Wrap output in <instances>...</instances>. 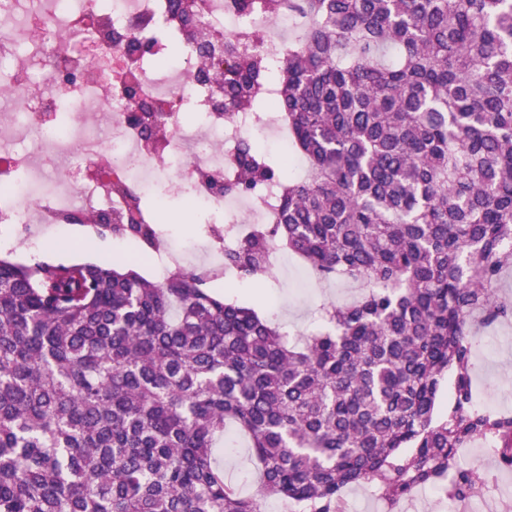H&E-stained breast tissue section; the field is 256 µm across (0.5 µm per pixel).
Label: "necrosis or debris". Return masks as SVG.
<instances>
[{
	"label": "necrosis or debris",
	"instance_id": "4bbe7bcc",
	"mask_svg": "<svg viewBox=\"0 0 512 512\" xmlns=\"http://www.w3.org/2000/svg\"><path fill=\"white\" fill-rule=\"evenodd\" d=\"M159 2L41 0L30 20L21 16L19 0L0 5V76L9 83L0 100L11 107L7 120H0V226L36 221L38 232L24 240L29 250L38 249L45 231L64 226L69 213L124 210L126 201L112 186L135 173L142 194H154L157 175L173 170L177 178L172 188L189 187L197 200L223 207L224 198L213 192L208 174L227 171L237 141L273 124L268 113L257 119L246 113L231 121L210 117L205 122L208 137L196 138L180 127L167 138L163 152L143 148L118 83L103 79L102 68L74 38L86 35L88 17L98 11L117 30L146 20L142 35L153 41L156 57L171 61L172 72L161 75L151 61H140L136 74L142 91L173 113L205 104L206 92L191 78L195 57L183 48L176 25ZM61 95L76 111L98 112L100 123L44 116V109ZM20 126L39 134L49 151L63 159L57 177L48 176L42 160L17 151Z\"/></svg>",
	"mask_w": 512,
	"mask_h": 512
}]
</instances>
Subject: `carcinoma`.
Returning <instances> with one entry per match:
<instances>
[{"mask_svg":"<svg viewBox=\"0 0 512 512\" xmlns=\"http://www.w3.org/2000/svg\"><path fill=\"white\" fill-rule=\"evenodd\" d=\"M188 49L208 24L168 0ZM251 19L286 15L278 53L248 32L224 64L196 54L224 118L275 112L285 159L238 142L224 196L276 189L273 224L213 227V276L268 278L275 250L318 279L361 283L304 339L203 288L196 269L161 281L108 263L0 257V512H342L372 484L397 505L423 487L479 495L477 469L448 465L479 439L512 468V413L477 404L474 319L512 322L497 295L512 268V0H229ZM155 146L169 117L149 118ZM101 232L147 251L143 198ZM448 411L438 412L443 386ZM249 438L258 496L224 479L227 423Z\"/></svg>","mask_w":512,"mask_h":512,"instance_id":"carcinoma-1","label":"carcinoma"}]
</instances>
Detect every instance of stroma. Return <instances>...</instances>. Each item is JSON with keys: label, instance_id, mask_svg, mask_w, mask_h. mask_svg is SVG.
Returning a JSON list of instances; mask_svg holds the SVG:
<instances>
[{"label": "stroma", "instance_id": "35a3bbf8", "mask_svg": "<svg viewBox=\"0 0 512 512\" xmlns=\"http://www.w3.org/2000/svg\"><path fill=\"white\" fill-rule=\"evenodd\" d=\"M159 229L171 239H190L197 253L211 247L210 225H223L220 210L186 207L180 195L164 192L155 207ZM139 247L131 238L111 233H87L82 225H69L65 239L46 244L36 252L17 247L11 260L32 264L44 261L54 264L100 263L110 261L131 268L144 277L153 271L146 259L139 257ZM207 288L215 293L234 297L276 318L284 330L308 334L321 325V309L330 304L344 305L358 294L356 284L346 280L322 282L294 256H281L273 279L266 281L224 278L208 280ZM480 341L474 352L473 386L483 406L512 413V323H501L479 332ZM461 460L467 466L484 472L489 480L481 497L464 506L448 501L437 488H421L397 506H390L379 497L374 487L363 484L347 488L342 502L344 512H512V470L502 469L496 457L464 449ZM218 461L228 481L243 493H251L258 480V470L251 459L246 437L231 431L230 438L218 454Z\"/></svg>", "mask_w": 512, "mask_h": 512}]
</instances>
